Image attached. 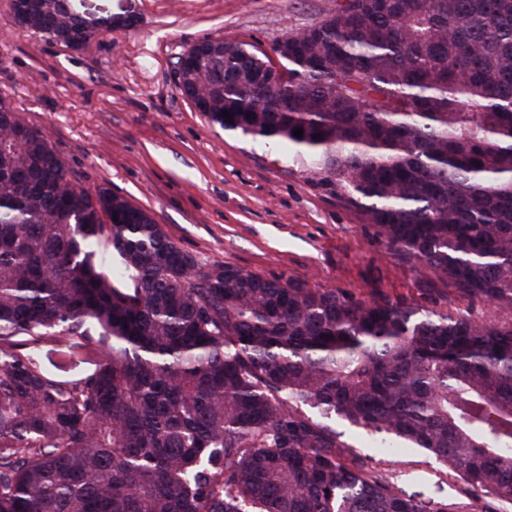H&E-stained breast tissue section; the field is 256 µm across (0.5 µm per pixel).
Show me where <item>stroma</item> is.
Instances as JSON below:
<instances>
[{
  "mask_svg": "<svg viewBox=\"0 0 512 512\" xmlns=\"http://www.w3.org/2000/svg\"><path fill=\"white\" fill-rule=\"evenodd\" d=\"M96 16L130 10V29L101 32L73 52L13 28L0 0V96L41 129L81 186L150 212L201 265L230 263L264 278H296L355 299L400 300L423 310L498 318L390 249L358 212L312 181L300 161L220 130L178 91L179 56L196 42L271 47L323 16L334 0H86ZM422 452L400 448L406 494L443 501Z\"/></svg>",
  "mask_w": 512,
  "mask_h": 512,
  "instance_id": "obj_1",
  "label": "stroma"
}]
</instances>
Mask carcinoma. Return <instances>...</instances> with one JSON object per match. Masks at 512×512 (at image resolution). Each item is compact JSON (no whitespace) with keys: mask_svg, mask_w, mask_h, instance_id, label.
<instances>
[{"mask_svg":"<svg viewBox=\"0 0 512 512\" xmlns=\"http://www.w3.org/2000/svg\"><path fill=\"white\" fill-rule=\"evenodd\" d=\"M82 6L10 22L87 47ZM286 36L180 57L190 104L508 318L203 267L0 98V512H512V0H349ZM336 418L455 497L403 494Z\"/></svg>","mask_w":512,"mask_h":512,"instance_id":"carcinoma-1","label":"carcinoma"}]
</instances>
